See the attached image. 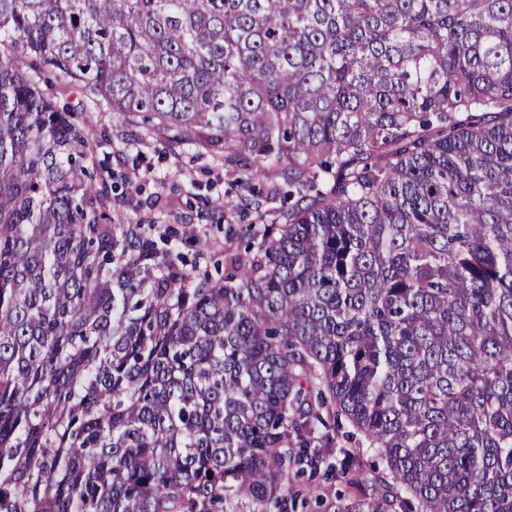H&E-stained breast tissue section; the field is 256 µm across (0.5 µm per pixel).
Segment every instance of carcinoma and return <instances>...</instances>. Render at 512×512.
<instances>
[{"label":"carcinoma","instance_id":"cac0c4a2","mask_svg":"<svg viewBox=\"0 0 512 512\" xmlns=\"http://www.w3.org/2000/svg\"><path fill=\"white\" fill-rule=\"evenodd\" d=\"M44 71L245 252L112 222ZM323 408L333 512H512V0H0V512H288ZM322 415L327 427L317 423L314 431V436L316 437L314 444L318 448L327 449L330 455L328 462L333 466H339L344 457L341 452L342 449L358 448V445L345 439L343 435L344 431L347 430L346 428L337 430L333 425V419H330L325 411H323Z\"/></svg>","mask_w":512,"mask_h":512}]
</instances>
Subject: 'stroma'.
Segmentation results:
<instances>
[{"label":"stroma","instance_id":"1","mask_svg":"<svg viewBox=\"0 0 512 512\" xmlns=\"http://www.w3.org/2000/svg\"><path fill=\"white\" fill-rule=\"evenodd\" d=\"M89 132L114 193L134 192L114 205L116 223H155L183 233L181 250L189 257L203 249L220 262L225 249L238 248V239L224 236V202L241 189L205 143L171 146L145 125L126 124L112 112L92 113Z\"/></svg>","mask_w":512,"mask_h":512}]
</instances>
